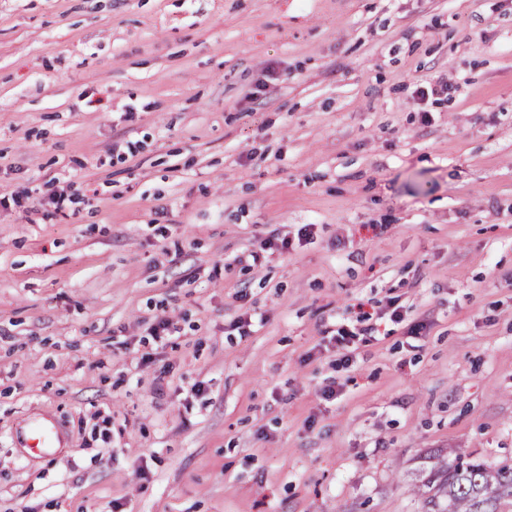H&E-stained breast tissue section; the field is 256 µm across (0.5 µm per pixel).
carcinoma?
<instances>
[{
  "label": "carcinoma",
  "instance_id": "1",
  "mask_svg": "<svg viewBox=\"0 0 512 512\" xmlns=\"http://www.w3.org/2000/svg\"><path fill=\"white\" fill-rule=\"evenodd\" d=\"M428 512H512V463L457 456L434 476Z\"/></svg>",
  "mask_w": 512,
  "mask_h": 512
}]
</instances>
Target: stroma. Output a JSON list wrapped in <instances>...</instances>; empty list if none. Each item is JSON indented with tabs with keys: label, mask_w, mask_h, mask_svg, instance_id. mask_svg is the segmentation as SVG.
<instances>
[{
	"label": "stroma",
	"mask_w": 512,
	"mask_h": 512,
	"mask_svg": "<svg viewBox=\"0 0 512 512\" xmlns=\"http://www.w3.org/2000/svg\"><path fill=\"white\" fill-rule=\"evenodd\" d=\"M452 453L512 460V0H0V512H427ZM387 312H378L375 307H371V311L365 307V304L358 303L352 308L346 309L348 315V324L341 326L336 330V334L330 336L329 342H334L336 359L338 364L345 368L354 366L359 353L360 346H366L371 341L376 340V332H378V321L387 317V319L395 324H401L406 320V311L396 298H390L387 301ZM384 315V316H381ZM25 439L31 441V447L41 448L42 452H48L49 448H57L60 433L52 422L47 421L32 427L25 433Z\"/></svg>",
	"instance_id": "1"
}]
</instances>
